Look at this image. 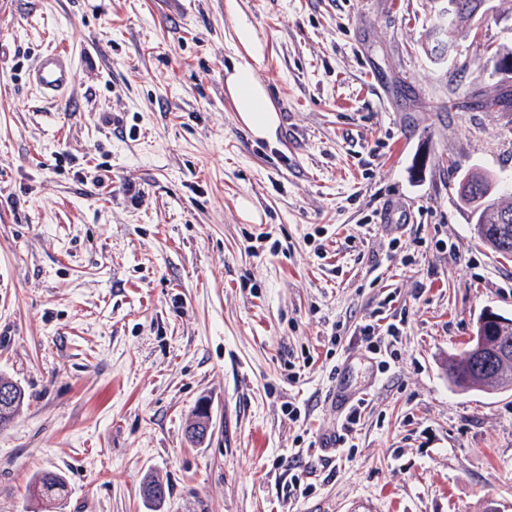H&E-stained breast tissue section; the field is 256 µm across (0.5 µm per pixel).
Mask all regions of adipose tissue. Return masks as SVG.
<instances>
[{
  "mask_svg": "<svg viewBox=\"0 0 512 512\" xmlns=\"http://www.w3.org/2000/svg\"><path fill=\"white\" fill-rule=\"evenodd\" d=\"M226 85L236 111L255 137L275 142L278 119L265 86L249 65L233 64Z\"/></svg>",
  "mask_w": 512,
  "mask_h": 512,
  "instance_id": "1",
  "label": "adipose tissue"
}]
</instances>
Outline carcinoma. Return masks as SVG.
I'll return each instance as SVG.
<instances>
[{
  "label": "carcinoma",
  "instance_id": "obj_1",
  "mask_svg": "<svg viewBox=\"0 0 512 512\" xmlns=\"http://www.w3.org/2000/svg\"><path fill=\"white\" fill-rule=\"evenodd\" d=\"M483 0H461V13L458 22L448 28V46H453V38L469 32L467 22L482 8ZM474 187L470 193L461 196L466 203H480L482 208L477 213L474 231L479 241L500 256L512 255V232L509 236L499 233L498 212L502 209L512 211V203L503 204L487 201L493 180L491 175L482 170H475L468 175ZM476 340H471L467 348L458 355L448 358V381L458 391H480L495 395L512 390V361L495 362L489 366L481 361L475 353ZM14 387L15 395L10 409L0 413V426L11 423L22 409L26 393L17 383L0 376V383ZM66 490L63 477L57 473L45 472L34 482V496L42 501H51L61 497Z\"/></svg>",
  "mask_w": 512,
  "mask_h": 512
}]
</instances>
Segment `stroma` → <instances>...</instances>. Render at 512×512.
Listing matches in <instances>:
<instances>
[{
  "instance_id": "35a3bbf8",
  "label": "stroma",
  "mask_w": 512,
  "mask_h": 512,
  "mask_svg": "<svg viewBox=\"0 0 512 512\" xmlns=\"http://www.w3.org/2000/svg\"><path fill=\"white\" fill-rule=\"evenodd\" d=\"M491 4L438 60L435 0H0V376L29 396L0 512H512V392L446 371L485 310L512 318V259L457 195L512 180V110L480 105L512 91V0ZM242 16L272 144L226 87ZM56 47L76 83L51 101L26 80ZM376 310L399 328L383 372L329 350ZM349 355L350 452L321 445ZM65 490V480L57 473L45 472L34 482V496L42 501L60 498Z\"/></svg>"
}]
</instances>
